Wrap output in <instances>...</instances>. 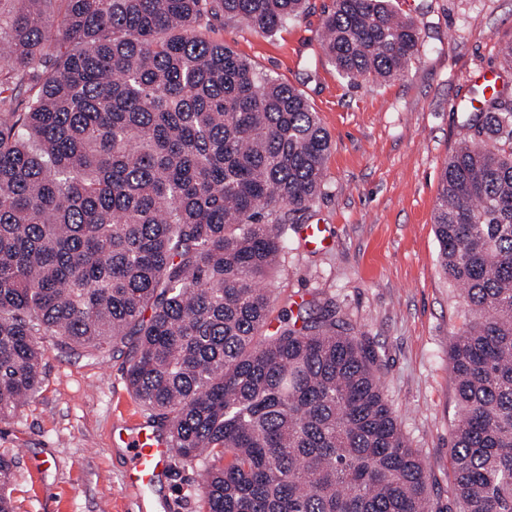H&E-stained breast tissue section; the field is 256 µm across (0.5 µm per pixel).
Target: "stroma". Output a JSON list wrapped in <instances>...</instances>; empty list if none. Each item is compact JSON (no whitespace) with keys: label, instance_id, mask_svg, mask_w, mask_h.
I'll return each instance as SVG.
<instances>
[{"label":"stroma","instance_id":"35a3bbf8","mask_svg":"<svg viewBox=\"0 0 512 512\" xmlns=\"http://www.w3.org/2000/svg\"><path fill=\"white\" fill-rule=\"evenodd\" d=\"M393 4L417 21L421 39L408 73L386 82L349 80L331 64L320 30L332 0H309L273 35L219 19L200 31L295 86L331 141L324 188L288 229L273 315L326 299L374 342L385 396L427 468L432 512H460L451 465L460 409L448 343L475 316L440 268L433 212L444 163L470 134L452 102L481 98L479 70L512 71L498 53L512 41V0ZM307 224L325 225L327 246L306 245ZM126 362L121 350L79 358L47 348L39 392L0 422L14 512H153L159 501L164 512H204L198 464L174 462L145 504L125 489V450L112 427L150 417L127 389Z\"/></svg>","mask_w":512,"mask_h":512}]
</instances>
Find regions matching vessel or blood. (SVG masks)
Segmentation results:
<instances>
[{
  "instance_id": "b4317fda",
  "label": "vessel or blood",
  "mask_w": 512,
  "mask_h": 512,
  "mask_svg": "<svg viewBox=\"0 0 512 512\" xmlns=\"http://www.w3.org/2000/svg\"><path fill=\"white\" fill-rule=\"evenodd\" d=\"M119 440L129 453L123 474L127 490L146 493L162 479L170 468L175 450L160 430L147 422L119 424L115 427Z\"/></svg>"
}]
</instances>
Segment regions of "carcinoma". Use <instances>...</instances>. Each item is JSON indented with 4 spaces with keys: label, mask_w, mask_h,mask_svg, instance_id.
Returning <instances> with one entry per match:
<instances>
[{
    "label": "carcinoma",
    "mask_w": 512,
    "mask_h": 512,
    "mask_svg": "<svg viewBox=\"0 0 512 512\" xmlns=\"http://www.w3.org/2000/svg\"><path fill=\"white\" fill-rule=\"evenodd\" d=\"M45 2L0 0V421L40 389L45 344L129 343L136 399L178 460L210 464L206 512H429L372 343L328 301L271 319L328 134L297 88L198 30L275 33L306 0H63L53 29ZM420 38L386 0H333L323 21L347 78L403 75ZM467 125L433 218L477 315L448 345L455 493L462 512H512V100Z\"/></svg>",
    "instance_id": "1"
}]
</instances>
